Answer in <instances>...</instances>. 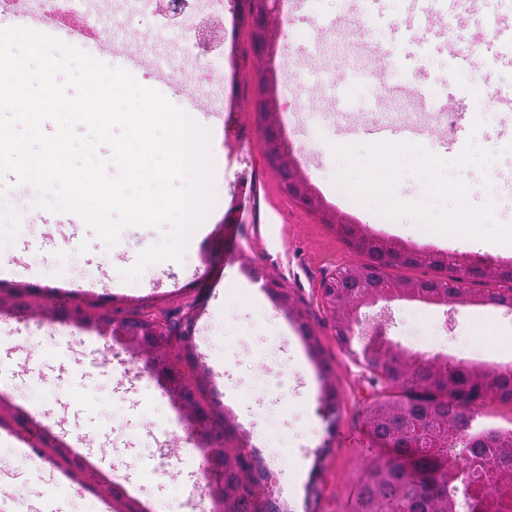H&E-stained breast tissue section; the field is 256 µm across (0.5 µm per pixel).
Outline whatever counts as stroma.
<instances>
[{
    "mask_svg": "<svg viewBox=\"0 0 512 512\" xmlns=\"http://www.w3.org/2000/svg\"><path fill=\"white\" fill-rule=\"evenodd\" d=\"M361 3L286 0L280 7L276 120L289 160L326 205L368 235L487 266L512 264V253L486 240L449 248L442 234L409 217L386 218L339 183L344 164L332 145H367L362 127L409 121L421 128L415 144L444 159L457 157L471 139L495 152L487 172L467 166L458 174L472 204L494 201L498 219L512 222V112L498 104L512 95V62L485 70L454 64L439 33L443 0H375L366 22ZM95 26L139 53L133 77L174 105L196 97L207 120L221 97L224 121L210 140L216 202L206 231L190 234L182 262L149 265L127 282L121 270L158 243L161 230L129 226L110 247L84 224L72 234L61 231L24 184L0 181V366L11 376L0 396V497L14 512H127L107 491L109 477L150 512L211 508L209 498L191 492L196 449L168 394L138 389L127 375V354L90 365V331L45 315L77 305L111 311L119 321L163 316L175 332H190L189 347L172 344L171 361L208 413L216 445L244 455L254 473L279 477L270 496L283 512H361V479L381 454L371 434L372 405L402 389L368 382L336 337L321 288L338 269L368 257L280 188L255 112L262 69L242 0H224L217 67L186 55L187 32L159 24L133 0L98 5ZM346 37L356 44L360 67L375 66L381 53L401 65L394 86L354 87L351 112L340 111L332 91L353 73L334 53ZM177 84L183 94L174 92ZM449 92L457 113L443 119L426 111V103ZM457 125L458 143L445 148L443 137ZM242 177L251 184L245 203L237 193ZM251 268L278 282L277 296L254 285ZM390 308L392 319L379 331L410 352L512 365L507 308L406 300ZM329 390L336 413L327 418L321 400ZM32 423L47 428L49 440H29ZM74 455L89 471L72 469Z\"/></svg>",
    "mask_w": 512,
    "mask_h": 512,
    "instance_id": "35a3bbf8",
    "label": "stroma"
}]
</instances>
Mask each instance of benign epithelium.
I'll return each mask as SVG.
<instances>
[{"instance_id":"benign-epithelium-1","label":"benign epithelium","mask_w":512,"mask_h":512,"mask_svg":"<svg viewBox=\"0 0 512 512\" xmlns=\"http://www.w3.org/2000/svg\"><path fill=\"white\" fill-rule=\"evenodd\" d=\"M250 14V32L254 50L265 63L262 79L257 88V116L267 119L265 132V147L268 154L276 157L280 152L288 149L275 120L271 116L277 112L278 99L274 84L268 77L275 74L273 60L277 52L278 33L274 29V17L279 11L280 0H248ZM280 186L282 191L296 199L303 207L321 214L324 223L332 224L336 233L352 241L359 249L368 253L370 263L387 268L394 264L417 265L426 263L435 258L429 252L413 250L405 245L379 238H370L360 235L357 225L336 216V211L326 207L322 199L314 191L305 187L299 175L282 165L279 168ZM453 265L460 272L457 286L453 295L443 287L446 276L418 279L416 281L400 284L385 278L380 273H373L363 267H346L339 270L334 277L325 281L322 287V299L325 306L334 313L343 312L336 320V335L338 340L346 347H351L354 341L362 343L360 355L356 363L371 375V380L384 378L382 371L385 363H392L399 367L405 366L414 376L428 374L435 369H443L439 363L442 355L426 359L421 355L413 354L402 349L397 344L384 345L376 340H369L364 336L366 319L361 317V310L375 306L381 302L389 303L395 300H414L428 304L448 305L466 301L463 283L469 278L484 277L487 269L477 263L454 260ZM482 305L502 306L512 310V293L498 294L489 292L475 299ZM67 318L87 330H93L105 339L107 346L117 344L134 360L145 359L156 373L158 384L166 392L174 391L179 395L180 409L185 414L188 423L192 426L194 440L197 447L205 456L208 471L214 476L209 483V497L224 504V489L227 487L224 476V449L214 444V437L207 426V415L198 406L188 387L180 382L179 374L173 365L167 363L162 352L170 344L167 328L158 317L139 319L135 321L112 320L109 314L90 316L80 307L74 306L66 309ZM512 379V366L505 365L493 371L483 373V381L479 389L485 391L486 396L494 395V382L502 379ZM444 443L423 434L420 421L416 420L403 438L414 436L417 438L416 447L424 456L436 454L440 446L448 447L459 440L456 431L442 426Z\"/></svg>"}]
</instances>
